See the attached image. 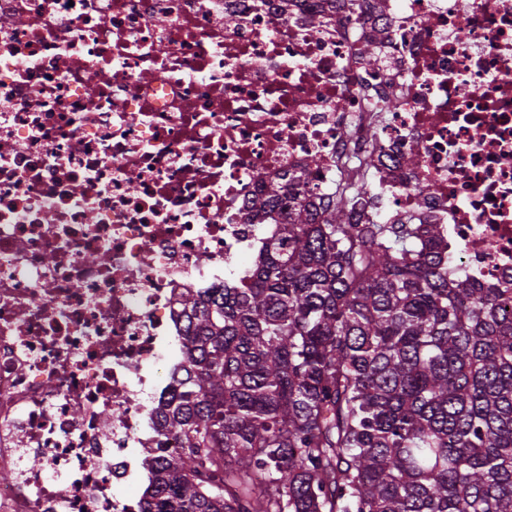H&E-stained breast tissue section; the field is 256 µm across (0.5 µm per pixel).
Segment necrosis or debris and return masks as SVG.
Instances as JSON below:
<instances>
[{
  "mask_svg": "<svg viewBox=\"0 0 512 512\" xmlns=\"http://www.w3.org/2000/svg\"><path fill=\"white\" fill-rule=\"evenodd\" d=\"M372 156L512 288V0H0V512H140L182 295Z\"/></svg>",
  "mask_w": 512,
  "mask_h": 512,
  "instance_id": "necrosis-or-debris-1",
  "label": "necrosis or debris"
}]
</instances>
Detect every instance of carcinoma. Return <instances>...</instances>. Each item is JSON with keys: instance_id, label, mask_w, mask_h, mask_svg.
<instances>
[{"instance_id": "1", "label": "carcinoma", "mask_w": 512, "mask_h": 512, "mask_svg": "<svg viewBox=\"0 0 512 512\" xmlns=\"http://www.w3.org/2000/svg\"><path fill=\"white\" fill-rule=\"evenodd\" d=\"M272 184L246 276L189 293L187 376L144 451L143 512H512V288L448 266L365 182Z\"/></svg>"}]
</instances>
